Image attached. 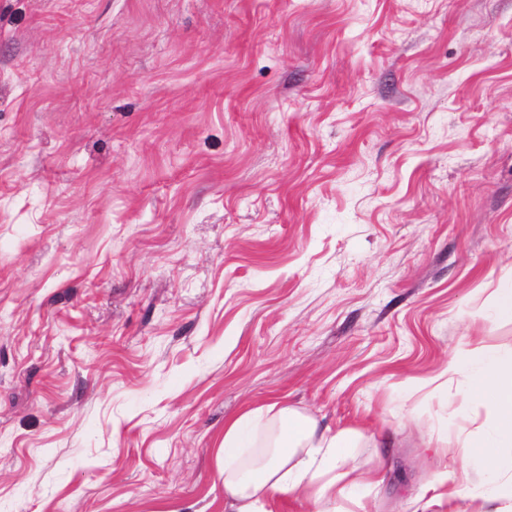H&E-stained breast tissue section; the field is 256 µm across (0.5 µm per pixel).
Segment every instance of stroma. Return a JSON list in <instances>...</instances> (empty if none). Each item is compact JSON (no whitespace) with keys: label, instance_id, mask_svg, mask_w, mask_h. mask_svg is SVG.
I'll use <instances>...</instances> for the list:
<instances>
[{"label":"stroma","instance_id":"stroma-1","mask_svg":"<svg viewBox=\"0 0 512 512\" xmlns=\"http://www.w3.org/2000/svg\"><path fill=\"white\" fill-rule=\"evenodd\" d=\"M501 288L512 0H0V512H224L280 401L378 481L274 512H512ZM466 354L476 364L493 363L491 373L481 368L475 369L469 376L467 386L457 396L466 403L477 398L493 414L491 433L475 443L473 458L495 472L489 462L500 459L501 448H510L512 452V357L507 360L494 359L481 346L469 348Z\"/></svg>","mask_w":512,"mask_h":512}]
</instances>
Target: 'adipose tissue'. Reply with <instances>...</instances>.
I'll list each match as a JSON object with an SVG mask.
<instances>
[{"mask_svg":"<svg viewBox=\"0 0 512 512\" xmlns=\"http://www.w3.org/2000/svg\"><path fill=\"white\" fill-rule=\"evenodd\" d=\"M476 368L459 396L479 400L493 415L490 434L476 443L473 457L481 464L512 449V358L493 359L481 346L468 349ZM280 427L271 455L242 465L239 456L241 420L224 430V512H268L270 503L284 497L313 494L322 499L336 483L348 478L344 450L352 432L321 427L288 407L279 410Z\"/></svg>","mask_w":512,"mask_h":512,"instance_id":"ef3b65f1","label":"adipose tissue"}]
</instances>
